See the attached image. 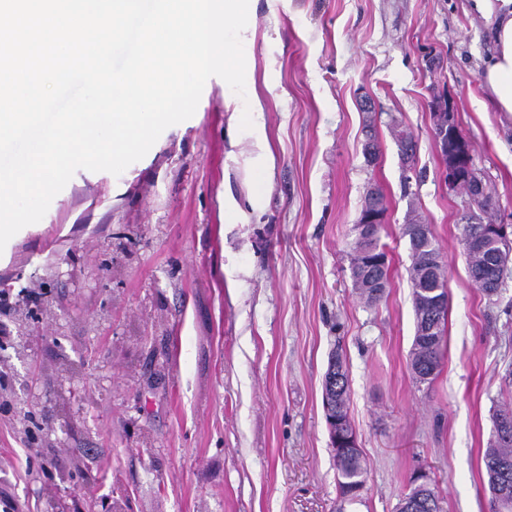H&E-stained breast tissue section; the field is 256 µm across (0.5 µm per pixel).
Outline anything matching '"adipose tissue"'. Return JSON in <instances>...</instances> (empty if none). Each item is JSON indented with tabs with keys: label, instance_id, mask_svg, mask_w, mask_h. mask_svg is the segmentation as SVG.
Segmentation results:
<instances>
[{
	"label": "adipose tissue",
	"instance_id": "obj_1",
	"mask_svg": "<svg viewBox=\"0 0 512 512\" xmlns=\"http://www.w3.org/2000/svg\"><path fill=\"white\" fill-rule=\"evenodd\" d=\"M473 10L493 24V48L480 79L497 111L512 114V0H472Z\"/></svg>",
	"mask_w": 512,
	"mask_h": 512
}]
</instances>
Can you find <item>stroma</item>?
<instances>
[{
	"label": "stroma",
	"mask_w": 512,
	"mask_h": 512,
	"mask_svg": "<svg viewBox=\"0 0 512 512\" xmlns=\"http://www.w3.org/2000/svg\"><path fill=\"white\" fill-rule=\"evenodd\" d=\"M246 99L270 149L228 134L209 78L194 115L120 175L80 169L0 259V502L14 512H395L413 472L442 512H491L482 456L512 403V272L470 280L467 196L448 191L432 113L448 102L512 224V116L480 83L486 21L467 0H252ZM370 96L375 110L361 112ZM380 145L363 154L366 122ZM411 132L403 164L392 127ZM387 201L389 286L350 276L366 190ZM239 206L229 219L225 204ZM447 265L439 374L413 378L401 235L409 208ZM368 473L338 497L323 408L331 353Z\"/></svg>",
	"instance_id": "obj_1"
}]
</instances>
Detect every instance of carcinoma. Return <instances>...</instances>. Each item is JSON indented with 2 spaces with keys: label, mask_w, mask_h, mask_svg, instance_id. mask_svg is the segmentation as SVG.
Instances as JSON below:
<instances>
[{
  "label": "carcinoma",
  "mask_w": 512,
  "mask_h": 512,
  "mask_svg": "<svg viewBox=\"0 0 512 512\" xmlns=\"http://www.w3.org/2000/svg\"><path fill=\"white\" fill-rule=\"evenodd\" d=\"M487 184L477 173L463 182L460 190L468 197L480 194ZM424 223L416 212L409 215L402 227V236L408 239L411 263L407 268L412 288V303L416 330L409 353V365L417 382L423 383L435 376L441 364V342L445 330L447 306L445 297L448 285L447 269L440 256L439 244L433 231L423 235L418 225ZM469 276L476 287L486 295L495 294L489 282L496 273H504L512 258L499 257L488 250L468 251ZM351 278L360 299L367 305L377 304L389 285L387 254L379 244V237H357L351 258ZM336 414L352 427L349 418V391L333 394ZM512 425V408L506 407L496 413L491 439L483 455V463L493 495L503 491L505 483L512 484V433L503 436L499 429L504 423ZM337 486L339 494L347 500L359 496L364 487L367 465L361 452L352 450L336 455ZM418 503V512H441L439 496L426 483L414 485L411 492L401 500L396 512H408L412 503Z\"/></svg>",
  "instance_id": "carcinoma-1"
}]
</instances>
